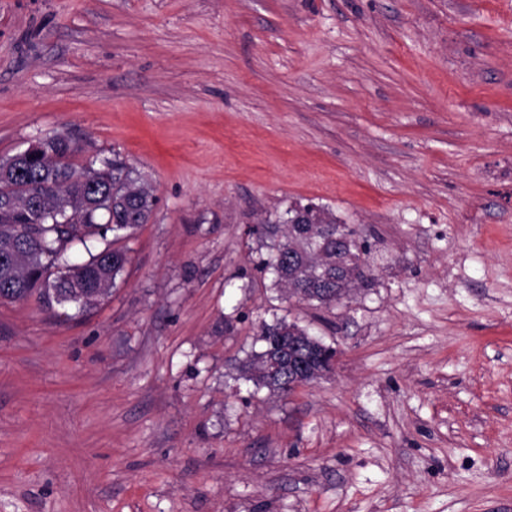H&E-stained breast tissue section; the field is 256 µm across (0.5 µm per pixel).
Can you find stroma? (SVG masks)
I'll return each instance as SVG.
<instances>
[{"label": "stroma", "instance_id": "obj_1", "mask_svg": "<svg viewBox=\"0 0 512 512\" xmlns=\"http://www.w3.org/2000/svg\"><path fill=\"white\" fill-rule=\"evenodd\" d=\"M54 134L158 201L87 312L0 303V512H512V0H0V159ZM299 201L350 302L257 268ZM276 316L333 376L249 394Z\"/></svg>", "mask_w": 512, "mask_h": 512}]
</instances>
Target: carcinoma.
<instances>
[{"mask_svg":"<svg viewBox=\"0 0 512 512\" xmlns=\"http://www.w3.org/2000/svg\"><path fill=\"white\" fill-rule=\"evenodd\" d=\"M79 151L70 137L55 134L0 162V302L34 296L50 309L81 311L96 305L124 271L128 254L112 240L148 223L157 197L122 160L112 159V170L104 172L75 164ZM285 215L280 235L260 236L268 252L258 266L271 271L288 302L330 308L336 297L370 285L366 247L355 229L338 248L320 233L322 225L337 223L327 208L296 202ZM91 236L105 247L86 262H70L68 245H84ZM76 290L86 296L81 304L70 299ZM256 342L259 349L234 363L238 378L256 392L287 397L288 384H312L327 371L329 346L284 318L261 322Z\"/></svg>","mask_w":512,"mask_h":512,"instance_id":"carcinoma-1","label":"carcinoma"}]
</instances>
